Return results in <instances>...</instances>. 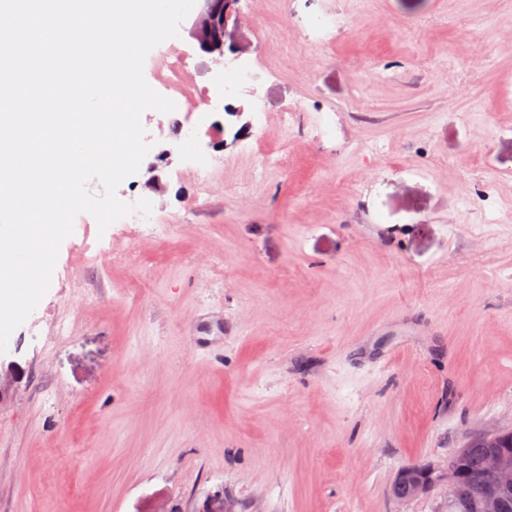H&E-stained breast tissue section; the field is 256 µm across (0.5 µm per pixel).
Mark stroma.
Instances as JSON below:
<instances>
[{
	"instance_id": "obj_1",
	"label": "stroma",
	"mask_w": 512,
	"mask_h": 512,
	"mask_svg": "<svg viewBox=\"0 0 512 512\" xmlns=\"http://www.w3.org/2000/svg\"><path fill=\"white\" fill-rule=\"evenodd\" d=\"M237 7L265 125L240 95L119 185L169 238L76 217L8 341L0 512H448L396 471L512 427V0ZM223 73L184 32L144 65L187 115ZM23 374V368L15 360H8L0 354V403L5 399L10 387L17 383Z\"/></svg>"
}]
</instances>
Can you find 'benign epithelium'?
I'll use <instances>...</instances> for the list:
<instances>
[{"mask_svg":"<svg viewBox=\"0 0 512 512\" xmlns=\"http://www.w3.org/2000/svg\"><path fill=\"white\" fill-rule=\"evenodd\" d=\"M200 2L201 8L187 32L203 53L223 57L229 23L238 0ZM22 374L23 368L17 361L0 356V402ZM471 447L486 449L485 466L492 478L479 494L478 512H512V429L495 425L470 437L442 464H416L398 470L390 485L391 497L396 501H409L443 484L448 506L461 503L471 492L465 470L466 455Z\"/></svg>","mask_w":512,"mask_h":512,"instance_id":"benign-epithelium-1","label":"benign epithelium"}]
</instances>
